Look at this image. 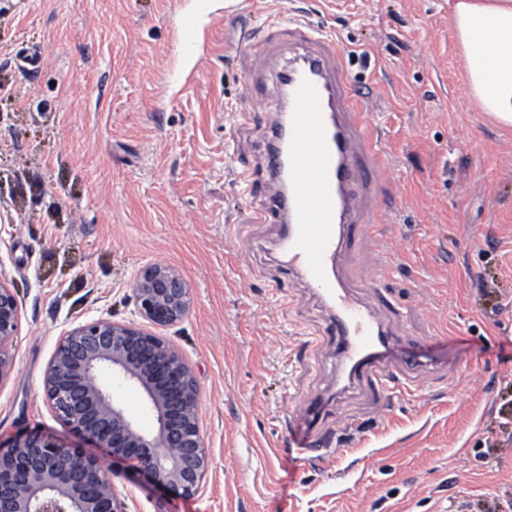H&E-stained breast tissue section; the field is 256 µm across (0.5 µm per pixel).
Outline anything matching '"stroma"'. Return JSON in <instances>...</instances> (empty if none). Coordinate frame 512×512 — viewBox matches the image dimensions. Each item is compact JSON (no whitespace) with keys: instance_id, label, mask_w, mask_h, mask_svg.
I'll return each instance as SVG.
<instances>
[{"instance_id":"35a3bbf8","label":"stroma","mask_w":512,"mask_h":512,"mask_svg":"<svg viewBox=\"0 0 512 512\" xmlns=\"http://www.w3.org/2000/svg\"><path fill=\"white\" fill-rule=\"evenodd\" d=\"M451 0H0V277L20 311L0 385V442L68 428L43 378L58 340L143 325L137 273L161 263L192 293L161 328L200 385L210 451L191 498L113 463L121 512H492L512 499V128L481 112ZM292 16L333 35L369 92L388 158L387 221L360 242L390 264L381 314L430 362L381 401L341 393L313 345L327 304L258 224L270 185L273 74L250 86L243 35ZM321 398L337 457L296 448ZM344 421H337V412Z\"/></svg>"}]
</instances>
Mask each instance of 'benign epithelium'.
<instances>
[{"label":"benign epithelium","mask_w":512,"mask_h":512,"mask_svg":"<svg viewBox=\"0 0 512 512\" xmlns=\"http://www.w3.org/2000/svg\"><path fill=\"white\" fill-rule=\"evenodd\" d=\"M132 296L140 315L160 327L181 322L191 290L164 264L144 268ZM16 296L0 279V383L14 368ZM137 386L156 429L141 431L103 376ZM48 405L82 441L103 448L182 497L201 488L210 453L198 418L196 375L168 340L132 324L95 321L58 342L43 380ZM113 472L79 444L59 446L38 433L0 450V512H117Z\"/></svg>","instance_id":"obj_1"}]
</instances>
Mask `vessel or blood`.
<instances>
[{
  "mask_svg": "<svg viewBox=\"0 0 512 512\" xmlns=\"http://www.w3.org/2000/svg\"><path fill=\"white\" fill-rule=\"evenodd\" d=\"M276 35L295 58L276 74L288 115L267 124L273 191L256 221L285 225L280 248L290 269L336 310L331 334L314 340L317 350L347 362L350 387L381 398L427 365L405 352L393 326L343 277L353 234H366L388 213L381 181L387 163L369 96L351 83L345 51L330 34L294 19L280 23Z\"/></svg>",
  "mask_w": 512,
  "mask_h": 512,
  "instance_id": "b4317fda",
  "label": "vessel or blood"
}]
</instances>
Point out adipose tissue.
<instances>
[{
    "label": "adipose tissue",
    "mask_w": 512,
    "mask_h": 512,
    "mask_svg": "<svg viewBox=\"0 0 512 512\" xmlns=\"http://www.w3.org/2000/svg\"><path fill=\"white\" fill-rule=\"evenodd\" d=\"M452 25L472 97L512 128V0H458Z\"/></svg>",
    "instance_id": "1"
}]
</instances>
